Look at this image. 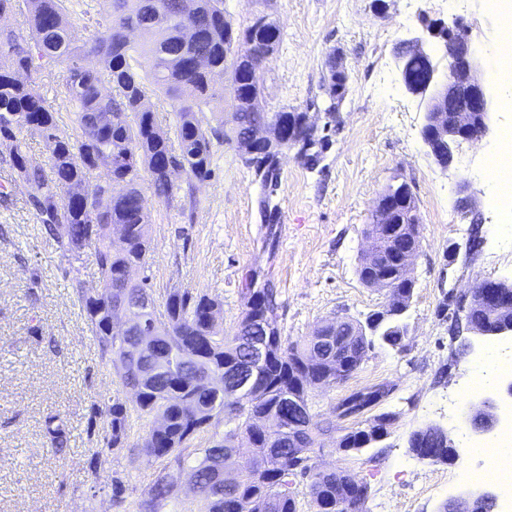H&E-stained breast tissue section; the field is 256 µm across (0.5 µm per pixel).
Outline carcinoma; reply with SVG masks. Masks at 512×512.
<instances>
[{"instance_id": "1", "label": "carcinoma", "mask_w": 512, "mask_h": 512, "mask_svg": "<svg viewBox=\"0 0 512 512\" xmlns=\"http://www.w3.org/2000/svg\"><path fill=\"white\" fill-rule=\"evenodd\" d=\"M76 12L87 20L80 37L71 23ZM12 14L22 16L25 30L0 28V148L11 169L0 187V206L10 205L15 190L24 191L39 223L64 252L75 260L88 251L94 255L97 293L89 295L79 284L75 292L101 360L112 366L122 388H138L132 400L117 395L94 408V416L104 418L108 447H128L132 413L161 416L166 429L150 427L133 452L162 465L171 459L179 464L186 453L196 456L186 478L202 490V512H299L293 489L298 480L307 485L313 512H365L367 482L348 471H323L313 460L324 429L312 424L309 394L336 384V374L327 371L329 359L350 353L361 365L378 346L404 350L414 289H387L399 307L385 319L375 312L363 322L336 317L301 343L282 335V304L274 288L258 297L243 288L249 299L231 336L214 331L216 303L208 295L170 291L165 320H157L153 307L144 314L163 332L153 354L156 371L145 381L130 368L137 334L112 333L119 315L114 297L121 293L135 302L151 290L148 278L131 284L126 275L148 265L153 203L191 198L196 183L211 176L215 146L239 144L255 124L298 121L295 109L265 111L262 93L245 78L262 61V47L279 42L281 30L233 29L224 0H0V17ZM132 31L139 42L130 39ZM84 57L96 59L97 66L83 65ZM50 64L63 66L56 96L70 106L69 128L59 124L37 82ZM224 73L235 103V125L228 130L215 113L224 88H216L213 78ZM347 91L348 75L329 82V109L336 110V100ZM153 95L175 112L174 132L158 123L148 104ZM28 135L43 141L46 160L28 153ZM170 162L185 173V184L170 178ZM95 169L116 193L104 195L103 182L88 181ZM393 220L396 244L421 226L415 195L396 206ZM257 317L271 322L275 336L255 386L242 395L204 388L201 381L211 371L229 380L248 371L245 340L260 338ZM468 318L480 330L509 315L481 307ZM272 409L285 414L290 428L275 439L263 429L264 414ZM44 426L54 452L66 453L67 422L51 415ZM202 433L208 445L191 447ZM408 448L416 456L438 452L440 462H448L444 439L429 432H411ZM168 485V475L157 477L139 512H160Z\"/></svg>"}]
</instances>
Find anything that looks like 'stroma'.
<instances>
[{"label":"stroma","instance_id":"1","mask_svg":"<svg viewBox=\"0 0 512 512\" xmlns=\"http://www.w3.org/2000/svg\"><path fill=\"white\" fill-rule=\"evenodd\" d=\"M234 29L263 14L276 18L281 40L258 74L266 111L308 113L327 147L309 166L295 152L280 157V185L271 200L280 212L275 256L262 249L265 226L261 180L245 166L235 145L215 151L212 177L197 184L194 216L155 204L147 267L157 297L173 289L204 293L218 307L214 329L233 334L248 298L250 272L269 269L285 305L283 325L291 339L312 335L336 316L364 318L388 301L385 290L365 287L356 273L369 247L364 230L375 202L392 183L407 181L422 219V247L410 268L415 294L407 312L404 351L375 348L345 383L311 393L314 422L332 423L313 456L320 467L345 469L370 485L367 512H436L463 492L452 476L458 462L430 464L408 448L409 434L429 424L447 425L440 403L465 381L479 352L512 336L449 329L457 301L476 279L512 281V258L492 266L497 247L489 228L497 223L495 189L464 167L461 156L483 160L503 127L512 126L507 90L491 86V131L460 144L449 168L439 166L421 138L425 102L400 81L394 48L418 32L422 16H456L472 42L494 43L498 16L485 0H465L449 13L442 0H225ZM347 72L348 92L328 117L325 85L331 63ZM478 246H471V235ZM99 284L92 254L74 260L49 238L15 191L0 207V512H138L160 471L159 464L109 449L87 427L94 405L116 395L110 367L73 292L74 283ZM392 387L383 411L395 421L385 442L364 452H339L337 436L357 428L360 417L337 407L365 388ZM62 415L71 431L70 450L56 455L45 434L47 416ZM123 482L122 504L112 499V480Z\"/></svg>","mask_w":512,"mask_h":512}]
</instances>
